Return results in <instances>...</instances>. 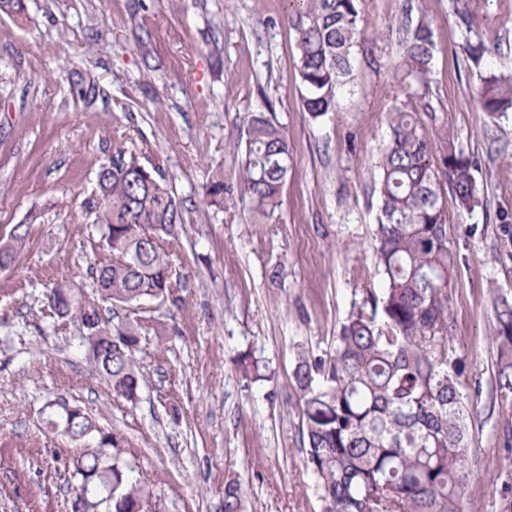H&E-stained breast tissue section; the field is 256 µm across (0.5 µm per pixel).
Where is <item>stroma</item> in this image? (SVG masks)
Listing matches in <instances>:
<instances>
[{
    "label": "stroma",
    "mask_w": 512,
    "mask_h": 512,
    "mask_svg": "<svg viewBox=\"0 0 512 512\" xmlns=\"http://www.w3.org/2000/svg\"><path fill=\"white\" fill-rule=\"evenodd\" d=\"M473 18L462 23L459 14ZM364 40L336 111L304 112L286 0H25L0 13V235L30 227L15 265L0 271V512H67L80 443L65 407L121 434L123 460L143 478L152 512H224L237 482L245 512H322L304 468L299 352L327 355L367 288H382L372 191L408 87L395 66L399 28L429 21L438 50L431 104L475 163L481 203L447 204L459 256L449 282L450 344L474 411L464 512H512V437L490 410L493 300L512 298V109L487 118L473 93L512 73V0H361ZM491 45L480 61L468 45ZM96 82L83 101L71 70ZM269 113L292 168L282 205L253 223L237 184L240 143ZM125 136L157 165L182 205L172 242L177 304L141 302L169 334L143 339L135 401L115 398L76 325L59 326L44 294L53 274L91 287L86 203ZM224 175V200L207 185ZM263 373L243 376L241 357Z\"/></svg>",
    "instance_id": "stroma-1"
}]
</instances>
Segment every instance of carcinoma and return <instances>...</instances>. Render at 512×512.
<instances>
[{
    "label": "carcinoma",
    "mask_w": 512,
    "mask_h": 512,
    "mask_svg": "<svg viewBox=\"0 0 512 512\" xmlns=\"http://www.w3.org/2000/svg\"><path fill=\"white\" fill-rule=\"evenodd\" d=\"M360 0H300L296 67L304 110L318 119L334 112L352 73L353 48L365 37ZM396 66L413 93L389 112L390 138L377 182L380 217L375 260L385 288H365L363 302L341 324L324 357L298 354L304 467L315 478L324 512H462L471 480L467 461L473 413L461 391L460 358L448 343V284L458 264L448 242L443 198L464 210L478 204L473 162L455 145L426 98L431 95L433 32L421 19L404 28ZM492 118L512 109V75H490L476 89ZM435 130L432 140L423 124ZM291 152L283 130L263 115L249 125L237 179L250 216L272 218L288 181ZM88 202L98 235L87 269L92 292L71 277L50 282L52 315L82 326L98 373L112 394L133 401L142 337L165 324L137 315L144 300L180 301L170 238L183 211L160 168L116 147L98 173ZM30 225L0 237V269L14 265ZM127 307L114 323L102 304ZM497 351L491 407L512 406V301L494 306ZM65 433L94 439L74 464L71 512H147L149 492L118 458L123 438L100 428L79 407L66 410ZM241 488H224V512H243Z\"/></svg>",
    "instance_id": "carcinoma-1"
}]
</instances>
